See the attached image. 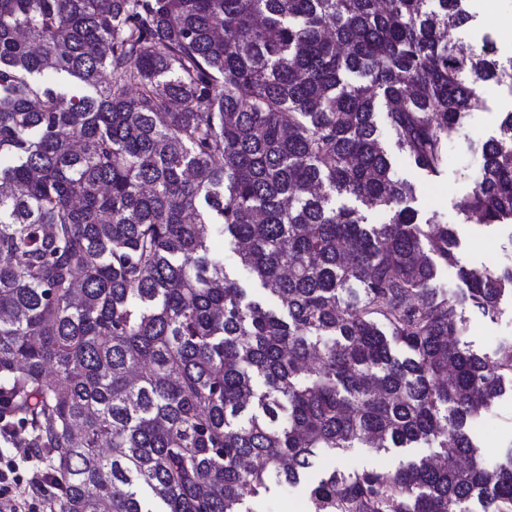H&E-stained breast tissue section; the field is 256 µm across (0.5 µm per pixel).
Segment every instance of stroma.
<instances>
[{
    "mask_svg": "<svg viewBox=\"0 0 512 512\" xmlns=\"http://www.w3.org/2000/svg\"><path fill=\"white\" fill-rule=\"evenodd\" d=\"M474 22L466 30L452 29L448 39L480 46L484 35H491L502 55H512V0H473ZM485 104L471 112L458 133L448 141V162L441 174L427 177L416 173L396 151L390 130H383L382 142L391 152L397 177L414 187L411 205L420 215H438L445 224L455 225L460 240L459 254L466 264L476 268L496 269L512 263V224L487 229L460 221L458 207L471 191L480 171L481 158L475 144L496 136L504 112L512 110V91L489 84L483 89ZM512 339V303L504 302L495 317L469 315L460 344L486 353H493L498 344ZM470 433L484 459L495 463L504 459L512 448V396L502 397L494 408L473 420ZM5 453L14 456L19 470V484L13 495L21 512H48L50 502L32 485V470L38 461L32 449L5 445ZM398 463L397 452H378L370 448H352L322 458L323 470L345 469L351 466L392 468Z\"/></svg>",
    "mask_w": 512,
    "mask_h": 512,
    "instance_id": "35a3bbf8",
    "label": "stroma"
}]
</instances>
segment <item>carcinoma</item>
I'll use <instances>...</instances> for the list:
<instances>
[{
  "label": "carcinoma",
  "instance_id": "obj_1",
  "mask_svg": "<svg viewBox=\"0 0 512 512\" xmlns=\"http://www.w3.org/2000/svg\"><path fill=\"white\" fill-rule=\"evenodd\" d=\"M468 2L0 0V433L53 512H256L324 452L418 444L442 460L333 470L311 512H512V449L468 433L512 342L455 340L512 265L418 220L376 122L436 177L481 85L512 90L490 35L448 42ZM479 148L459 214L512 224V111Z\"/></svg>",
  "mask_w": 512,
  "mask_h": 512
}]
</instances>
